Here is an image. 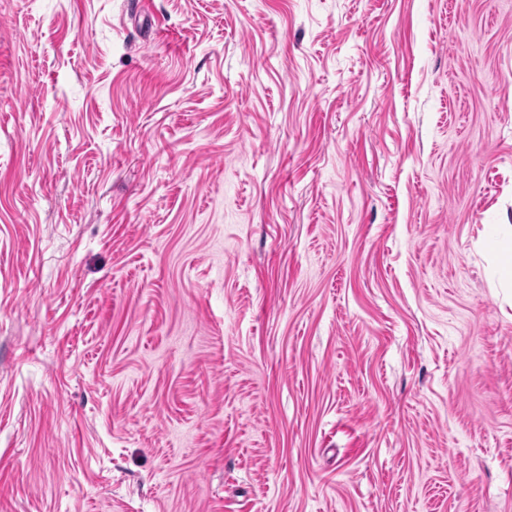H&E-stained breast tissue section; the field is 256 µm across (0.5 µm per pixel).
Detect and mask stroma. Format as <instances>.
<instances>
[{
	"label": "stroma",
	"instance_id": "stroma-1",
	"mask_svg": "<svg viewBox=\"0 0 512 512\" xmlns=\"http://www.w3.org/2000/svg\"><path fill=\"white\" fill-rule=\"evenodd\" d=\"M512 0H0V512H512Z\"/></svg>",
	"mask_w": 512,
	"mask_h": 512
}]
</instances>
